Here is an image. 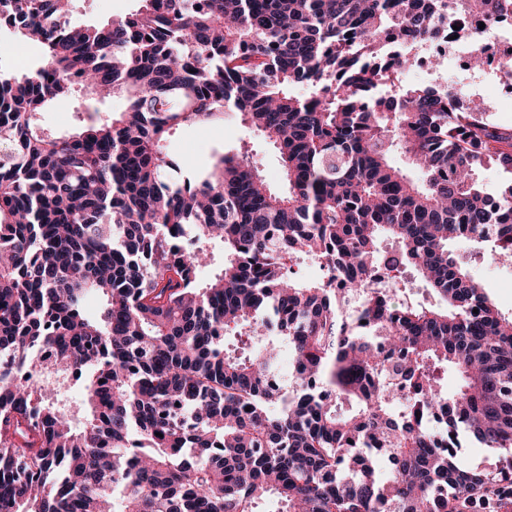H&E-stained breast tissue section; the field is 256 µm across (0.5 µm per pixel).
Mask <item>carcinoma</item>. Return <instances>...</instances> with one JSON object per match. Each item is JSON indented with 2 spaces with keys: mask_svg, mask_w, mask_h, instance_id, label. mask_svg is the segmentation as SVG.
Instances as JSON below:
<instances>
[{
  "mask_svg": "<svg viewBox=\"0 0 512 512\" xmlns=\"http://www.w3.org/2000/svg\"><path fill=\"white\" fill-rule=\"evenodd\" d=\"M139 2L74 25L62 0H0L12 44L44 48L0 70V358L45 346L89 373L78 421L54 380L0 382V512H509L512 315L457 245L512 257V182L479 179L512 174V127L443 62L405 88L413 59L389 55L448 2ZM76 85L126 107L56 136L37 115ZM228 112L275 145L285 189L241 151L174 176L170 131ZM190 235L224 247L206 281ZM303 256L318 278L293 275ZM285 344L288 395L268 382ZM462 434L494 458L464 464Z\"/></svg>",
  "mask_w": 512,
  "mask_h": 512,
  "instance_id": "carcinoma-1",
  "label": "carcinoma"
}]
</instances>
